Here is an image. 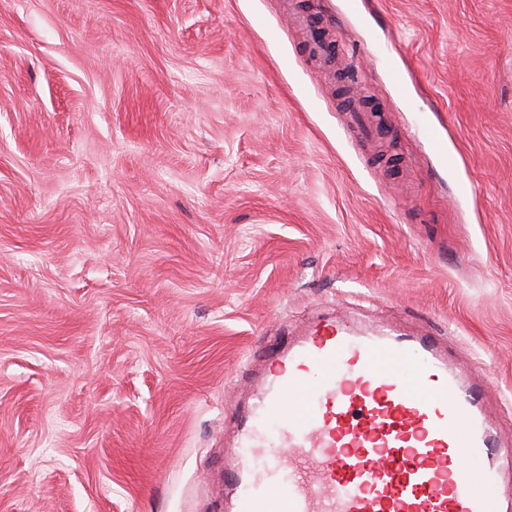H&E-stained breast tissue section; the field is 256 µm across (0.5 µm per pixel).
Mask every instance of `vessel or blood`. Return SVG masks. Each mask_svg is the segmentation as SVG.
Returning a JSON list of instances; mask_svg holds the SVG:
<instances>
[{
  "label": "vessel or blood",
  "mask_w": 512,
  "mask_h": 512,
  "mask_svg": "<svg viewBox=\"0 0 512 512\" xmlns=\"http://www.w3.org/2000/svg\"><path fill=\"white\" fill-rule=\"evenodd\" d=\"M226 476L239 512H512L460 466L493 445L482 378L460 382L430 336L324 325L277 354Z\"/></svg>",
  "instance_id": "obj_1"
}]
</instances>
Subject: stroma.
Wrapping results in <instances>:
<instances>
[{"instance_id": "stroma-1", "label": "stroma", "mask_w": 512, "mask_h": 512, "mask_svg": "<svg viewBox=\"0 0 512 512\" xmlns=\"http://www.w3.org/2000/svg\"><path fill=\"white\" fill-rule=\"evenodd\" d=\"M301 5L385 139L284 0H0V512H225L329 321L433 336L512 443V0Z\"/></svg>"}]
</instances>
